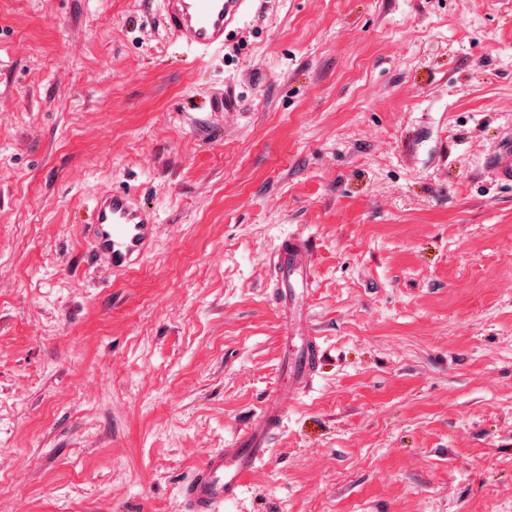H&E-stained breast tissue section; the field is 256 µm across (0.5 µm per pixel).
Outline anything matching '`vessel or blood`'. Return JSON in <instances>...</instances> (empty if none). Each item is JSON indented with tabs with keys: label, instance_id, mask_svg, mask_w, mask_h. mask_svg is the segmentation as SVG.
Wrapping results in <instances>:
<instances>
[{
	"label": "vessel or blood",
	"instance_id": "1",
	"mask_svg": "<svg viewBox=\"0 0 512 512\" xmlns=\"http://www.w3.org/2000/svg\"><path fill=\"white\" fill-rule=\"evenodd\" d=\"M248 0H164L169 32L187 46L208 50L223 46L227 29L236 25ZM498 180L512 183V136L501 139L491 156ZM154 212L135 202L129 191L113 190L97 203L92 224L93 252L105 256L114 270L132 268L148 251L155 234ZM275 287L272 296L283 316L285 333L300 340L301 367L286 382L291 392L304 389L311 378L315 344L310 337L307 300L314 286L311 248L307 239L291 236L272 258ZM280 396L271 397L259 417L232 447L209 455L186 488L190 512H214L234 499L244 480L268 451L273 431L281 426Z\"/></svg>",
	"mask_w": 512,
	"mask_h": 512
}]
</instances>
